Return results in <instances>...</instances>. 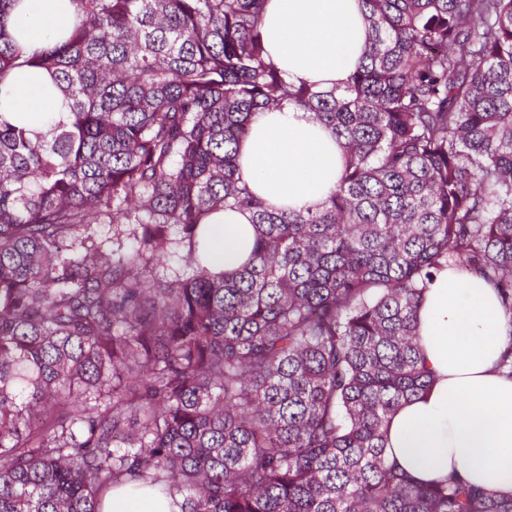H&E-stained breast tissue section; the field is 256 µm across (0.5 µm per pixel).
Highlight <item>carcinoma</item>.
<instances>
[{"mask_svg": "<svg viewBox=\"0 0 512 512\" xmlns=\"http://www.w3.org/2000/svg\"><path fill=\"white\" fill-rule=\"evenodd\" d=\"M72 2L24 56L0 0V82L39 68L70 109L48 136L0 121V512H102L140 483L178 512H512L386 456L431 382L433 273L512 313V0H359L361 60L319 92L267 62L266 0ZM289 105L343 150L314 210L238 175L252 115ZM227 206L254 231L229 274L196 252Z\"/></svg>", "mask_w": 512, "mask_h": 512, "instance_id": "cac0c4a2", "label": "carcinoma"}]
</instances>
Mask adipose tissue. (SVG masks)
<instances>
[{
    "instance_id": "adipose-tissue-1",
    "label": "adipose tissue",
    "mask_w": 512,
    "mask_h": 512,
    "mask_svg": "<svg viewBox=\"0 0 512 512\" xmlns=\"http://www.w3.org/2000/svg\"><path fill=\"white\" fill-rule=\"evenodd\" d=\"M75 16L73 0H21L12 18L25 53L62 39ZM263 31L269 60L286 81L324 91L343 84L358 63L366 29L358 0H267ZM0 113L33 131L67 119L51 77L20 67L0 84ZM249 188L284 210L324 202L342 166L335 138L296 108L255 113L240 150ZM204 231L205 257L215 272L249 259L254 232L247 214L227 208ZM418 333L433 378L386 426L387 454L413 478L432 482L457 470L501 500H512V378L496 365L512 344V315L493 288L444 267L434 272L418 311ZM102 512H174L154 489L112 490Z\"/></svg>"
}]
</instances>
